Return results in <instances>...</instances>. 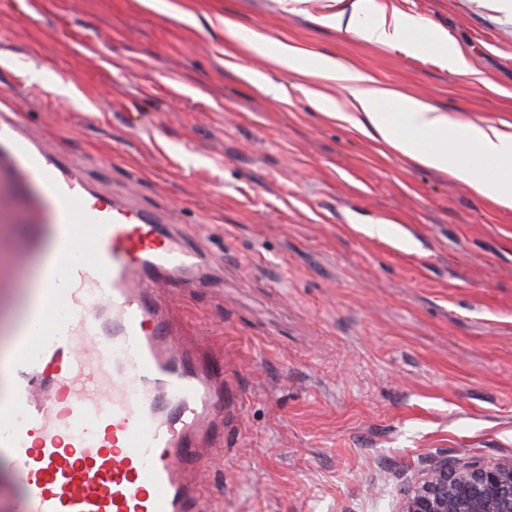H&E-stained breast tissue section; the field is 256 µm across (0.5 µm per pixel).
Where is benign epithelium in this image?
Wrapping results in <instances>:
<instances>
[{
	"label": "benign epithelium",
	"mask_w": 512,
	"mask_h": 512,
	"mask_svg": "<svg viewBox=\"0 0 512 512\" xmlns=\"http://www.w3.org/2000/svg\"><path fill=\"white\" fill-rule=\"evenodd\" d=\"M399 512H512V458L432 465Z\"/></svg>",
	"instance_id": "7a95c632"
}]
</instances>
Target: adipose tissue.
<instances>
[{
  "mask_svg": "<svg viewBox=\"0 0 512 512\" xmlns=\"http://www.w3.org/2000/svg\"><path fill=\"white\" fill-rule=\"evenodd\" d=\"M326 22L345 34L386 46H404L416 52L423 49L417 37L423 22L380 0L369 8L363 0H336V10ZM278 61L301 75L340 84L352 108L350 120L363 135L420 166L464 181L475 194L500 207L512 208V125L452 120L430 104L370 85L363 74L331 58H323L309 69L301 53L284 48ZM473 148L484 157V165L470 162L468 154Z\"/></svg>",
  "mask_w": 512,
  "mask_h": 512,
  "instance_id": "1",
  "label": "adipose tissue"
}]
</instances>
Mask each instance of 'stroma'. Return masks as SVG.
<instances>
[{
  "instance_id": "1",
  "label": "stroma",
  "mask_w": 512,
  "mask_h": 512,
  "mask_svg": "<svg viewBox=\"0 0 512 512\" xmlns=\"http://www.w3.org/2000/svg\"><path fill=\"white\" fill-rule=\"evenodd\" d=\"M389 2L469 71L338 33L333 0H0V101L213 257L169 299L234 396L206 482L222 512H398L434 461L512 457V209L361 135L340 85L277 61L283 44L512 124V0ZM36 276L14 246L0 353ZM431 40L437 46V52L441 58L457 71H467L470 68L468 59L458 49H453L448 54V34L445 31L431 30L429 31Z\"/></svg>"
}]
</instances>
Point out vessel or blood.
Segmentation results:
<instances>
[{
	"mask_svg": "<svg viewBox=\"0 0 512 512\" xmlns=\"http://www.w3.org/2000/svg\"><path fill=\"white\" fill-rule=\"evenodd\" d=\"M0 175L31 212L13 242L51 252L0 399L13 512H214L202 479L224 445V370L162 303L205 255L162 215L93 189L17 112L0 119Z\"/></svg>",
	"mask_w": 512,
	"mask_h": 512,
	"instance_id": "1",
	"label": "vessel or blood"
}]
</instances>
